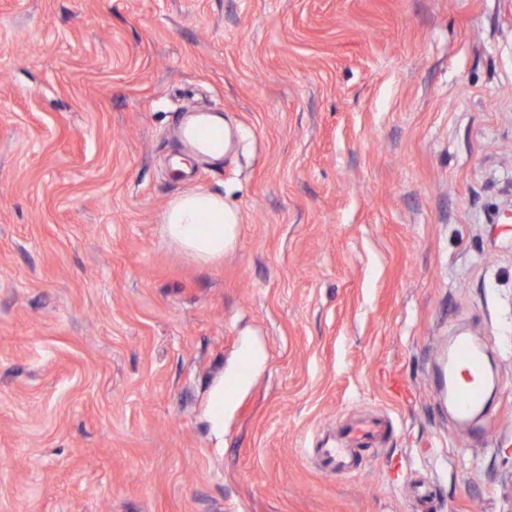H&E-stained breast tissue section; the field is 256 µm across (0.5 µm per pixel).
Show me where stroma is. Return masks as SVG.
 <instances>
[{
	"label": "stroma",
	"instance_id": "stroma-1",
	"mask_svg": "<svg viewBox=\"0 0 512 512\" xmlns=\"http://www.w3.org/2000/svg\"><path fill=\"white\" fill-rule=\"evenodd\" d=\"M0 512H512V0H0ZM238 217L224 207V199L196 191L174 199L163 220L165 238L201 263L224 257L235 239ZM459 373H464L461 380ZM483 355L465 337L458 338L448 354L447 385L457 414L464 421L483 407ZM380 423L371 422L358 425L356 428L348 430L336 444L331 448L324 449L325 468L332 473L340 474L347 470L351 460L350 448L356 442L373 439L380 430Z\"/></svg>",
	"mask_w": 512,
	"mask_h": 512
}]
</instances>
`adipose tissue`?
I'll return each mask as SVG.
<instances>
[{
	"label": "adipose tissue",
	"mask_w": 512,
	"mask_h": 512,
	"mask_svg": "<svg viewBox=\"0 0 512 512\" xmlns=\"http://www.w3.org/2000/svg\"><path fill=\"white\" fill-rule=\"evenodd\" d=\"M238 217L223 198L196 191L174 199L163 220L165 238L202 263L224 256L236 235Z\"/></svg>",
	"instance_id": "obj_1"
}]
</instances>
